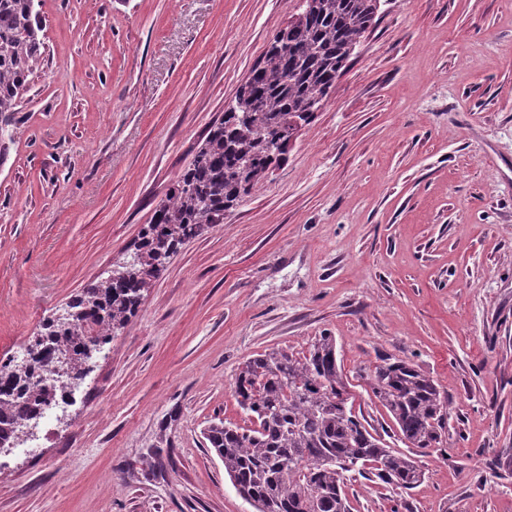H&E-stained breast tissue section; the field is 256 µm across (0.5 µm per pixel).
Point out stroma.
Masks as SVG:
<instances>
[{
	"instance_id": "stroma-1",
	"label": "stroma",
	"mask_w": 512,
	"mask_h": 512,
	"mask_svg": "<svg viewBox=\"0 0 512 512\" xmlns=\"http://www.w3.org/2000/svg\"><path fill=\"white\" fill-rule=\"evenodd\" d=\"M300 0H40L0 120V360L130 259L156 205ZM334 336L355 411L425 472L354 512H512V0H380L263 184L184 243L59 403L0 451V512H256L202 432L244 424L247 358ZM447 402L404 444L360 367Z\"/></svg>"
}]
</instances>
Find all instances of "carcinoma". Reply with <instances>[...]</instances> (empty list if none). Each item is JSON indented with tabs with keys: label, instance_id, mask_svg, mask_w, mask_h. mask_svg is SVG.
Wrapping results in <instances>:
<instances>
[{
	"label": "carcinoma",
	"instance_id": "1",
	"mask_svg": "<svg viewBox=\"0 0 512 512\" xmlns=\"http://www.w3.org/2000/svg\"><path fill=\"white\" fill-rule=\"evenodd\" d=\"M309 16L274 36L224 109L191 163L144 225L131 267L119 266L68 304L71 316L51 320L43 336L70 356L69 374L50 382L55 356L0 363V438L37 418L85 372L97 352L134 315L147 280L156 277L187 240L258 188L281 161L278 142L297 121L310 122L371 27L377 0H313ZM37 0H0V115L14 112L27 89L42 42ZM321 100H314L315 94ZM374 397L401 439L442 448L447 406L432 379L407 361L387 362L368 375ZM233 394L248 418L222 420L204 432L231 482L257 512H351L353 474L377 478L393 491L424 479L411 457L372 433L349 406L350 382L336 338L318 336L296 355L277 348L247 359ZM356 465L350 471L345 463Z\"/></svg>",
	"mask_w": 512,
	"mask_h": 512
}]
</instances>
